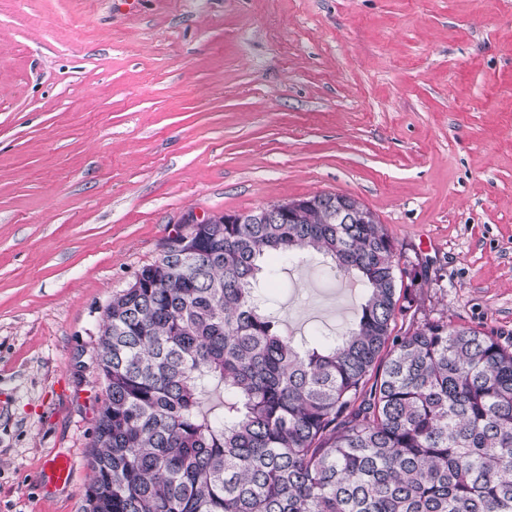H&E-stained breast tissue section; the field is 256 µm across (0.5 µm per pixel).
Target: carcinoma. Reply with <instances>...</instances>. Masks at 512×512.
<instances>
[{"label": "carcinoma", "mask_w": 512, "mask_h": 512, "mask_svg": "<svg viewBox=\"0 0 512 512\" xmlns=\"http://www.w3.org/2000/svg\"><path fill=\"white\" fill-rule=\"evenodd\" d=\"M209 229L112 295L85 512H512V349L403 312L396 247L357 199ZM355 209L345 224L337 212ZM315 253L367 293L336 342L298 345L258 295L264 256Z\"/></svg>", "instance_id": "1"}]
</instances>
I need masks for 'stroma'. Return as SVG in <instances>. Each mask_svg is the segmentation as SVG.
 Masks as SVG:
<instances>
[{"mask_svg": "<svg viewBox=\"0 0 512 512\" xmlns=\"http://www.w3.org/2000/svg\"><path fill=\"white\" fill-rule=\"evenodd\" d=\"M328 192L398 331L512 344V0H0V512H84L103 313L176 224ZM264 264L288 335L354 323L322 257Z\"/></svg>", "mask_w": 512, "mask_h": 512, "instance_id": "35a3bbf8", "label": "stroma"}]
</instances>
